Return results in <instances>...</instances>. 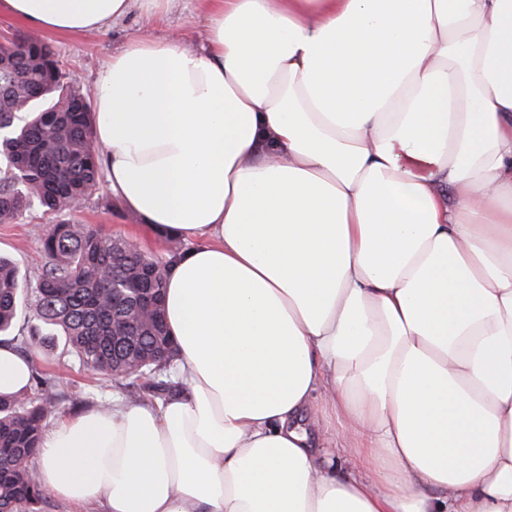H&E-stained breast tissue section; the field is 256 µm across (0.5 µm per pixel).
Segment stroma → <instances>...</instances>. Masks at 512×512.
I'll use <instances>...</instances> for the list:
<instances>
[{"label":"stroma","mask_w":512,"mask_h":512,"mask_svg":"<svg viewBox=\"0 0 512 512\" xmlns=\"http://www.w3.org/2000/svg\"><path fill=\"white\" fill-rule=\"evenodd\" d=\"M203 30L204 17L199 0H177L168 19L161 24L147 19L143 12L136 11L104 31L79 34L47 32L43 38L54 50L61 66L78 74L81 88L90 93L94 90V78L100 66L131 36L148 31L159 39L177 37L186 45L194 46L200 42ZM71 218L76 223L92 225L103 235L131 239L146 253L158 258L165 257L171 247L176 246L182 250L189 247L188 241L183 239L155 234L149 225L143 224L141 218L125 209L104 184L99 185L72 213ZM56 221V216L35 205L12 223L0 224V254L12 259L27 282L36 280L35 260L41 239L49 225ZM60 351L56 342L45 338L37 346L26 350L35 366L63 380L57 416H77L95 407L97 401L104 396L116 395L130 403L148 399V391L142 388H124L94 379L74 358L61 356Z\"/></svg>","instance_id":"1"}]
</instances>
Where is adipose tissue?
<instances>
[{
  "mask_svg": "<svg viewBox=\"0 0 512 512\" xmlns=\"http://www.w3.org/2000/svg\"><path fill=\"white\" fill-rule=\"evenodd\" d=\"M95 82L113 194L173 265L179 396L59 420L103 512H512V0H200ZM173 0H0L98 32ZM32 363L0 345V395ZM338 428L327 425L328 416Z\"/></svg>",
  "mask_w": 512,
  "mask_h": 512,
  "instance_id": "adipose-tissue-1",
  "label": "adipose tissue"
}]
</instances>
